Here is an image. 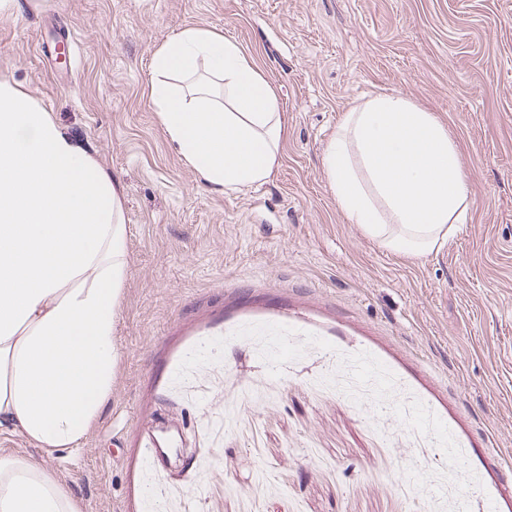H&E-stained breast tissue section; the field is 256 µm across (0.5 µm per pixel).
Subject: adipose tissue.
<instances>
[{"mask_svg":"<svg viewBox=\"0 0 512 512\" xmlns=\"http://www.w3.org/2000/svg\"><path fill=\"white\" fill-rule=\"evenodd\" d=\"M149 97L208 184L274 173L285 111L255 59L187 28L154 54ZM349 223L394 254L440 250L471 206L458 148L431 113L396 95L345 113L323 153ZM127 263L120 186L51 113L0 80V430L77 447L112 395L114 323ZM0 512H80L40 465L0 457Z\"/></svg>","mask_w":512,"mask_h":512,"instance_id":"1","label":"adipose tissue"}]
</instances>
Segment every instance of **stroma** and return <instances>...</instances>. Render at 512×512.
<instances>
[{"instance_id": "obj_1", "label": "stroma", "mask_w": 512, "mask_h": 512, "mask_svg": "<svg viewBox=\"0 0 512 512\" xmlns=\"http://www.w3.org/2000/svg\"><path fill=\"white\" fill-rule=\"evenodd\" d=\"M188 27L253 55L288 114L264 185H206L168 140L148 81ZM0 78L119 181L128 268L95 427L62 454L0 433V456L82 512H456L444 449L352 394L363 360L450 426L475 502L512 512V0H12ZM385 93L447 126L470 188L469 221L421 258L348 223L322 166ZM163 428L172 465L143 452Z\"/></svg>"}]
</instances>
